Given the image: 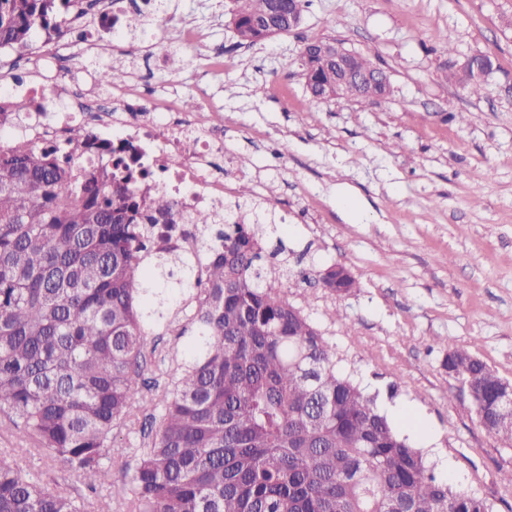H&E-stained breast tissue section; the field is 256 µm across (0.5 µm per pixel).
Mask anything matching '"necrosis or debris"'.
Listing matches in <instances>:
<instances>
[{
	"label": "necrosis or debris",
	"mask_w": 512,
	"mask_h": 512,
	"mask_svg": "<svg viewBox=\"0 0 512 512\" xmlns=\"http://www.w3.org/2000/svg\"><path fill=\"white\" fill-rule=\"evenodd\" d=\"M156 9L157 0H77L76 9L59 20L52 42L34 51L29 67L0 87V99L20 93L31 101V111L12 120L10 133L44 150L65 152L68 127L84 124L88 143L71 154L73 170L107 174L125 165L147 172L142 191L173 192L178 221L153 225L152 235L159 245L191 252L197 214H212L213 228L220 232L233 203L224 177L221 118L205 124L174 103H159L143 75L105 94L91 72L78 68L70 78L62 76L73 45L93 55L105 52L101 31L123 35Z\"/></svg>",
	"instance_id": "obj_1"
}]
</instances>
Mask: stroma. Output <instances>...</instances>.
<instances>
[{
    "mask_svg": "<svg viewBox=\"0 0 512 512\" xmlns=\"http://www.w3.org/2000/svg\"><path fill=\"white\" fill-rule=\"evenodd\" d=\"M173 24L137 33L160 41L144 60L108 52L84 57L93 72L150 68L155 94L224 117L233 193L274 183L288 248L282 286L336 347L339 368L375 396L378 408L402 403L436 433L417 446L451 471L438 478L478 492L494 512H512V447L477 420L459 382L443 366L441 340L467 347L512 382V0H309L301 25L254 44L239 41L224 0H166ZM196 32L182 41L180 21ZM448 32L452 47L436 35ZM333 38L370 59L391 92L373 103L312 100L301 53L314 38ZM223 52V70L202 74L200 61ZM184 63L171 69L167 57ZM494 62L481 96L455 78L466 57ZM358 286L333 294L318 281L330 266ZM180 312L147 336L150 386L126 424L112 433L109 484L97 492L76 481L52 453L22 449L0 416V454L44 484L129 512L119 490L131 481L167 373L182 359Z\"/></svg>",
    "mask_w": 512,
    "mask_h": 512,
    "instance_id": "obj_1",
    "label": "stroma"
}]
</instances>
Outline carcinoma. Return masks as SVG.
<instances>
[{
    "mask_svg": "<svg viewBox=\"0 0 512 512\" xmlns=\"http://www.w3.org/2000/svg\"><path fill=\"white\" fill-rule=\"evenodd\" d=\"M68 0H0V45L24 48ZM242 41L288 32L302 0H231ZM309 41L302 75L315 101L389 94L376 79L336 87ZM490 57L463 73L480 93ZM132 176L75 173L60 156L0 144V414L89 489L110 474L109 438L139 404L144 337L164 318L163 290H189L194 334L170 373L159 429L136 461L132 512H494L486 497L435 476L374 398L337 368L336 349L288 300V268L262 264L266 215L237 207L224 244L194 257L146 253L145 225L177 223L158 193L141 206ZM335 293L357 287L320 273ZM443 367L473 387L472 408L512 447V418L490 420L503 379L464 347ZM74 497L0 456V512H84Z\"/></svg>",
    "mask_w": 512,
    "mask_h": 512,
    "instance_id": "obj_1",
    "label": "carcinoma"
}]
</instances>
